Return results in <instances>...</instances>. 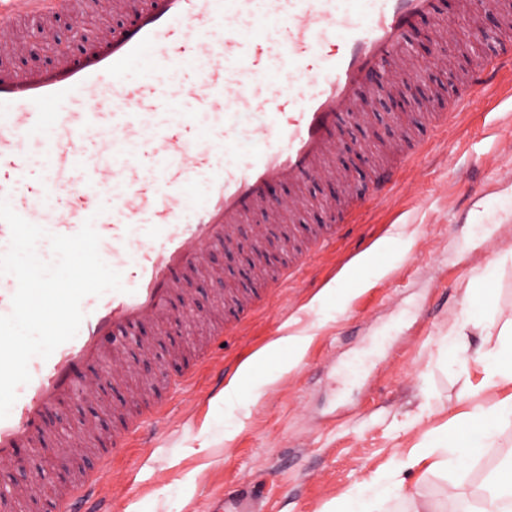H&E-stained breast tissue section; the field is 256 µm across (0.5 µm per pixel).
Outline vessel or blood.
<instances>
[{
  "label": "vessel or blood",
  "mask_w": 512,
  "mask_h": 512,
  "mask_svg": "<svg viewBox=\"0 0 512 512\" xmlns=\"http://www.w3.org/2000/svg\"><path fill=\"white\" fill-rule=\"evenodd\" d=\"M100 4L0 0V30L31 25L47 38L55 15ZM436 7L365 0L357 16L338 0H112L119 27L40 70H16L12 42L0 39V197L51 234L73 235L92 221L99 253L124 286L85 297L76 337L30 360L31 380L0 420V463L45 433L46 410L91 392L81 369L103 359L114 333L168 316L185 277L205 269L208 252L234 248L250 217L276 222L282 186L342 179L329 162L341 120L369 123L360 100L379 91L376 75L402 69L417 78L407 35ZM511 64L512 47L484 60L453 108ZM188 70L192 80L182 81ZM276 72L288 80L272 93ZM179 99L192 112L173 111ZM78 101L85 107L76 112ZM208 112L223 113V128L203 124ZM33 138L44 169L36 181L25 150ZM401 173L375 169L365 201L389 194ZM99 493L98 477L84 480L63 492V512H111L86 508Z\"/></svg>",
  "instance_id": "b4317fda"
}]
</instances>
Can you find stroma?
Listing matches in <instances>:
<instances>
[{
  "instance_id": "stroma-1",
  "label": "stroma",
  "mask_w": 512,
  "mask_h": 512,
  "mask_svg": "<svg viewBox=\"0 0 512 512\" xmlns=\"http://www.w3.org/2000/svg\"><path fill=\"white\" fill-rule=\"evenodd\" d=\"M484 23V13L465 23L452 7L423 23L409 36L422 81L388 71L382 92L363 103L374 125L346 122L337 135L336 163L361 189L372 167L395 161L404 142L424 141L419 169L405 174L416 192L400 188L350 207L332 179L281 189L279 221L265 234L270 262L249 249L254 224L241 225L240 246L210 257L220 278L188 277L190 302H176L173 316L147 331L149 351L128 342L117 380L105 364L85 368V377L99 380L97 392L64 399L62 422L48 423L24 449L26 469L0 465V486L31 488L12 512H60L63 487L97 472L119 424L113 404L138 414L150 399L145 378L197 364L195 323L224 328L212 357L225 368V390L248 399L225 405L204 371L191 389L162 396L164 427L147 445L133 437L112 460L114 478L102 490L115 512H220L235 494L252 495L255 512H326L363 480L393 474L405 490L387 496L380 512H411L416 489L432 506L450 501L468 512L489 475L512 458V424L501 425L493 446L462 468L399 464L429 431L456 427L462 413L499 397L480 389L481 370L461 367L480 347L481 328L467 326L458 355H445L442 344L472 288L496 297L499 321L512 319V265L497 280H478L512 248V74L502 73L493 92L476 96L447 130L431 132L423 120L425 110L447 107L476 62L498 54L496 43L472 37ZM425 34L445 45L446 67L418 50ZM332 203L348 209L335 239L288 288H270L293 250L308 245L311 229L329 223ZM250 290L260 293V309L238 315L225 297ZM286 336L301 342L268 352ZM90 425L94 447L71 453L66 440Z\"/></svg>"
}]
</instances>
